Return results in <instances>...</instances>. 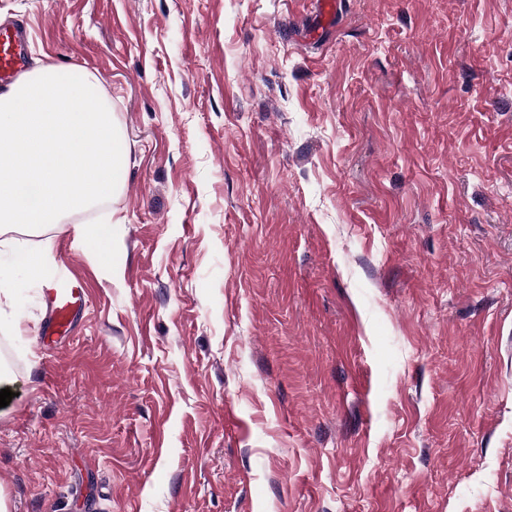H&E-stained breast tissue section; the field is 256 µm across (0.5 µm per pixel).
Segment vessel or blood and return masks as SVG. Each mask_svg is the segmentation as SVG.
Listing matches in <instances>:
<instances>
[{
  "instance_id": "1",
  "label": "vessel or blood",
  "mask_w": 512,
  "mask_h": 512,
  "mask_svg": "<svg viewBox=\"0 0 512 512\" xmlns=\"http://www.w3.org/2000/svg\"><path fill=\"white\" fill-rule=\"evenodd\" d=\"M28 36V30L19 26L0 27V76L7 78L22 70ZM43 293L47 316L41 326V336L64 340L72 334L78 315L88 304L87 291L70 262L60 261L58 274L45 286Z\"/></svg>"
}]
</instances>
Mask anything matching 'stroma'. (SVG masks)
Masks as SVG:
<instances>
[{
  "label": "stroma",
  "instance_id": "obj_1",
  "mask_svg": "<svg viewBox=\"0 0 512 512\" xmlns=\"http://www.w3.org/2000/svg\"><path fill=\"white\" fill-rule=\"evenodd\" d=\"M0 0L88 72L91 301L0 319L10 512H512V0ZM109 222L99 257L82 229Z\"/></svg>",
  "mask_w": 512,
  "mask_h": 512
}]
</instances>
